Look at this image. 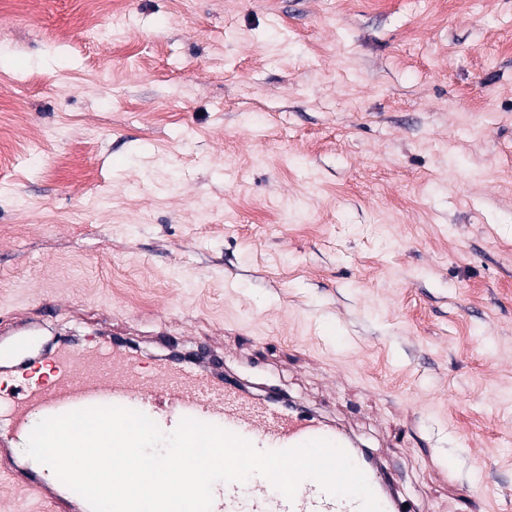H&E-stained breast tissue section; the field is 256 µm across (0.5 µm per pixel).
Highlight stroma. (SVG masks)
Returning a JSON list of instances; mask_svg holds the SVG:
<instances>
[{"label": "stroma", "mask_w": 512, "mask_h": 512, "mask_svg": "<svg viewBox=\"0 0 512 512\" xmlns=\"http://www.w3.org/2000/svg\"><path fill=\"white\" fill-rule=\"evenodd\" d=\"M0 0V310L216 350L512 512V0Z\"/></svg>", "instance_id": "stroma-1"}]
</instances>
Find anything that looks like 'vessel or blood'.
Here are the masks:
<instances>
[{
  "label": "vessel or blood",
  "mask_w": 512,
  "mask_h": 512,
  "mask_svg": "<svg viewBox=\"0 0 512 512\" xmlns=\"http://www.w3.org/2000/svg\"><path fill=\"white\" fill-rule=\"evenodd\" d=\"M36 334L32 328L24 338L0 346V363L20 361ZM45 362L48 377L15 383L8 395L0 396V476L16 471L13 450L27 444L42 419L79 409L121 406L144 413L165 433L191 418L219 426L264 451L329 440L342 447L365 474L383 512H403L384 468L362 458L344 433L293 413L278 400L252 401L245 388L218 375L219 360H212L210 369L195 371L170 354L148 369L114 339L88 351L65 346L47 354ZM27 487L47 501L52 512H81L85 504L83 497L59 481L51 484L34 477ZM358 508L357 500L337 497L313 479L302 480L290 499L258 476L248 485L215 483L211 512H358Z\"/></svg>",
  "instance_id": "vessel-or-blood-1"
}]
</instances>
